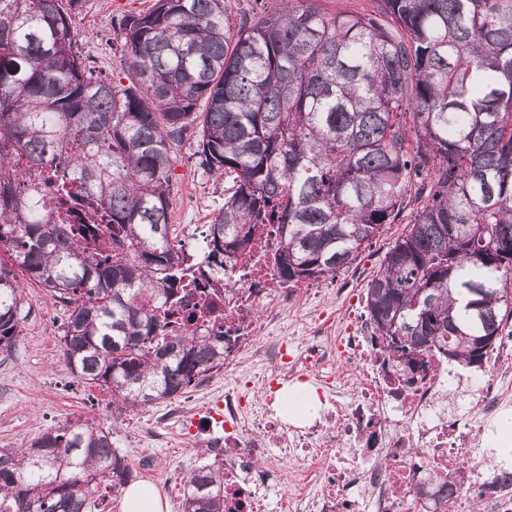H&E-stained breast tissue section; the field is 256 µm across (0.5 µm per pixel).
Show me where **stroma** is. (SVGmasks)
I'll use <instances>...</instances> for the list:
<instances>
[{"mask_svg": "<svg viewBox=\"0 0 512 512\" xmlns=\"http://www.w3.org/2000/svg\"><path fill=\"white\" fill-rule=\"evenodd\" d=\"M153 2L83 0L74 17L78 47L98 74L109 76L121 68V18L144 12ZM175 153L178 161L171 180L170 222L176 239L182 242L185 251L193 254L208 224L224 205V184L196 165L190 143L177 146ZM412 218L411 212H403L350 267L317 280V287L324 290L319 304L295 307L288 312L287 323L293 335H306L318 309L333 314L336 321L345 320L347 314L336 301L340 288L354 290L358 298L355 311L364 313L363 297L368 282ZM20 282V335L11 352L0 351V449L30 445L49 428L70 419L114 426L112 442L126 456L133 482L155 483L161 491L163 512H181L182 496L180 491L168 489L165 462L176 453L183 458L186 470L204 463L211 440L205 434L189 433L183 421L204 411L209 402L223 394V371L209 373L202 383L186 390L182 405L169 399L138 413L117 416L112 412L111 395L73 375L63 357L60 337L70 306L28 277H21Z\"/></svg>", "mask_w": 512, "mask_h": 512, "instance_id": "1", "label": "stroma"}]
</instances>
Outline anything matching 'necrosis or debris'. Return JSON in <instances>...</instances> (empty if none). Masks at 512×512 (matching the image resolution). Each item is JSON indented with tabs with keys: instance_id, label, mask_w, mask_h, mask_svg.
<instances>
[{
	"instance_id": "necrosis-or-debris-1",
	"label": "necrosis or debris",
	"mask_w": 512,
	"mask_h": 512,
	"mask_svg": "<svg viewBox=\"0 0 512 512\" xmlns=\"http://www.w3.org/2000/svg\"><path fill=\"white\" fill-rule=\"evenodd\" d=\"M277 233L264 226L245 265L227 271L224 294V435L208 450L224 466V512H512V475L489 440L512 412V336L487 358L490 374L463 377L434 352L426 368L397 363L369 322L337 327L317 313L302 338L288 309L317 289L275 275ZM310 378L323 410L311 425L285 427L274 385ZM466 381V398L448 387ZM295 459L296 490L271 501L282 464Z\"/></svg>"
}]
</instances>
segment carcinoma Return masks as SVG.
Returning a JSON list of instances; mask_svg holds the SVG:
<instances>
[{
	"mask_svg": "<svg viewBox=\"0 0 512 512\" xmlns=\"http://www.w3.org/2000/svg\"><path fill=\"white\" fill-rule=\"evenodd\" d=\"M283 2L234 30L224 0H155L122 18L125 83L78 51L82 0H0L1 350L20 270L72 307V373L144 409L224 367V335L202 327L224 328V271L257 227L278 226L284 282L317 280L425 191L367 284L368 319L412 368L442 348L483 366L512 322V0ZM186 138L229 183L195 263L170 233ZM131 476L112 429L66 421L0 450V512H92ZM182 512H224L223 465L186 477ZM324 7L329 11H350L368 13L376 11L378 0H322Z\"/></svg>",
	"mask_w": 512,
	"mask_h": 512,
	"instance_id": "1",
	"label": "carcinoma"
}]
</instances>
